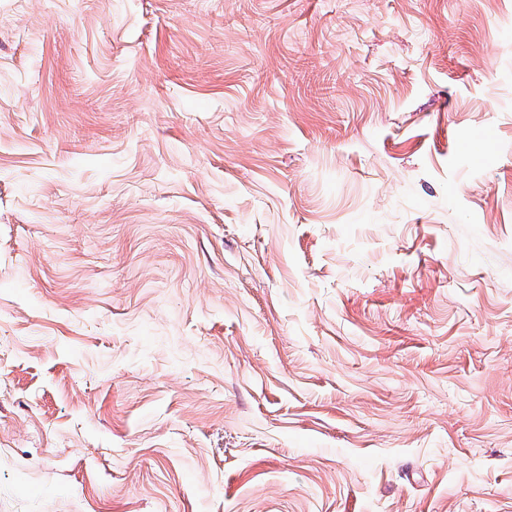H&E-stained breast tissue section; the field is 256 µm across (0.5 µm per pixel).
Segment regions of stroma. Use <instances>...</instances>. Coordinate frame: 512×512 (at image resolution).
<instances>
[{
    "mask_svg": "<svg viewBox=\"0 0 512 512\" xmlns=\"http://www.w3.org/2000/svg\"><path fill=\"white\" fill-rule=\"evenodd\" d=\"M0 512H512V0H0Z\"/></svg>",
    "mask_w": 512,
    "mask_h": 512,
    "instance_id": "stroma-1",
    "label": "stroma"
}]
</instances>
